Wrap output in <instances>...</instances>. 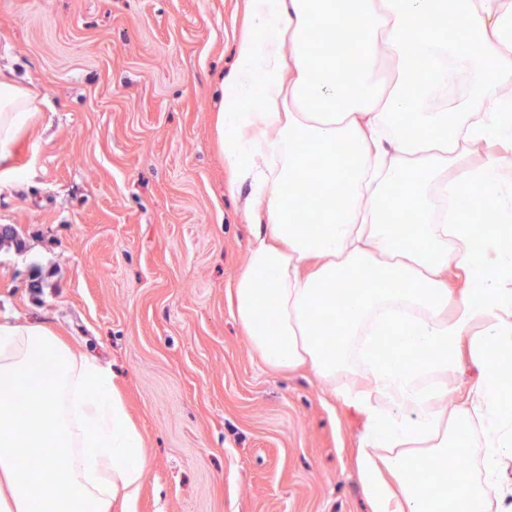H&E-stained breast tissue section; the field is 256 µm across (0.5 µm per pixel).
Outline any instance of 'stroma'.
<instances>
[{
	"mask_svg": "<svg viewBox=\"0 0 512 512\" xmlns=\"http://www.w3.org/2000/svg\"><path fill=\"white\" fill-rule=\"evenodd\" d=\"M246 0H0L37 110L0 165V322L92 352L145 439L112 512H368L362 418L229 303L253 239L215 125Z\"/></svg>",
	"mask_w": 512,
	"mask_h": 512,
	"instance_id": "35a3bbf8",
	"label": "stroma"
}]
</instances>
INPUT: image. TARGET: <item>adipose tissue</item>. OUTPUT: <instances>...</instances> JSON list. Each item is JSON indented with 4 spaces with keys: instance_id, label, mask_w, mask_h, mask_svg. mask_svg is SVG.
Here are the masks:
<instances>
[{
    "instance_id": "adipose-tissue-1",
    "label": "adipose tissue",
    "mask_w": 512,
    "mask_h": 512,
    "mask_svg": "<svg viewBox=\"0 0 512 512\" xmlns=\"http://www.w3.org/2000/svg\"><path fill=\"white\" fill-rule=\"evenodd\" d=\"M248 2L217 127L260 227L231 294L251 349L363 417L370 512H512V181L492 150L512 114L484 109L512 87L502 0ZM33 110L0 76V163ZM461 192L471 208L449 213ZM487 205L499 223L474 228ZM452 455L461 480L421 478ZM145 473L111 371L1 322L0 512H112Z\"/></svg>"
}]
</instances>
